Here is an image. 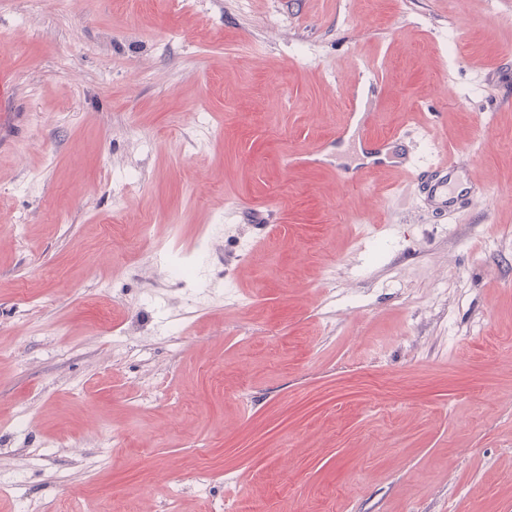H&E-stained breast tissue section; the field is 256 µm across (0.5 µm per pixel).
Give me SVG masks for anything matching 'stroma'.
Segmentation results:
<instances>
[{
    "instance_id": "35a3bbf8",
    "label": "stroma",
    "mask_w": 512,
    "mask_h": 512,
    "mask_svg": "<svg viewBox=\"0 0 512 512\" xmlns=\"http://www.w3.org/2000/svg\"><path fill=\"white\" fill-rule=\"evenodd\" d=\"M0 33V512H512V0H0ZM415 149L478 200L428 211Z\"/></svg>"
}]
</instances>
